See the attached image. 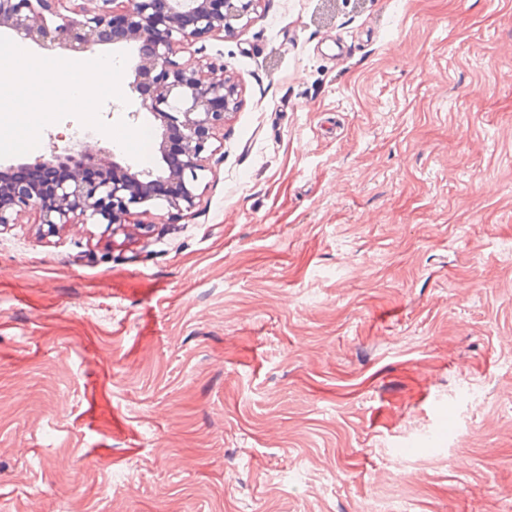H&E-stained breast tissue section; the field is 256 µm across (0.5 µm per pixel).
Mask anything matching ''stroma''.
Listing matches in <instances>:
<instances>
[{
	"label": "stroma",
	"mask_w": 512,
	"mask_h": 512,
	"mask_svg": "<svg viewBox=\"0 0 512 512\" xmlns=\"http://www.w3.org/2000/svg\"><path fill=\"white\" fill-rule=\"evenodd\" d=\"M195 206L0 231V512H512V0H261ZM160 123L135 93L100 108ZM154 225L145 236L143 225Z\"/></svg>",
	"instance_id": "stroma-1"
}]
</instances>
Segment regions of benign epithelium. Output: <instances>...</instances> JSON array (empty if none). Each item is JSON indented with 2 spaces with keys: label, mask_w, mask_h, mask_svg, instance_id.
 I'll return each mask as SVG.
<instances>
[{
  "label": "benign epithelium",
  "mask_w": 512,
  "mask_h": 512,
  "mask_svg": "<svg viewBox=\"0 0 512 512\" xmlns=\"http://www.w3.org/2000/svg\"><path fill=\"white\" fill-rule=\"evenodd\" d=\"M259 2L98 0L90 9L77 0H0V27L16 41L90 53L118 40L135 43L138 63L129 88L139 93L140 108L160 121L162 138L174 130L180 138L175 163L166 142H161L166 168L158 175L149 170L131 173L108 152L90 160L79 140L55 144L49 156L15 168L48 179L53 202L42 203L36 186L17 177L9 194L0 195V227L16 223L30 208L37 210L39 223L50 233L61 224L78 223L105 224L115 232L138 215V208L161 199L179 214L192 209L200 173L206 170L203 153L209 151L214 131L237 107V88L224 66L213 65L203 74L180 63L177 54L213 32L234 35L240 21H251ZM92 165L101 176L88 177L86 169Z\"/></svg>",
  "instance_id": "benign-epithelium-1"
}]
</instances>
